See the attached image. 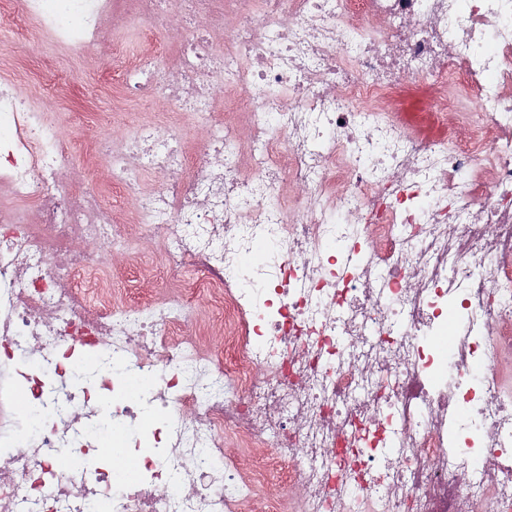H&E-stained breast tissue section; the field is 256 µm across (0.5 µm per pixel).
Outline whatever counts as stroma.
Segmentation results:
<instances>
[{
  "label": "stroma",
  "instance_id": "obj_1",
  "mask_svg": "<svg viewBox=\"0 0 512 512\" xmlns=\"http://www.w3.org/2000/svg\"><path fill=\"white\" fill-rule=\"evenodd\" d=\"M103 24L119 39L121 54L92 52L77 57L55 45L31 20L0 27V53L5 51L12 56L9 63L0 66V81L15 83L20 94L28 96L33 105L62 123L67 151L74 164L72 177L78 184H103L109 179V169L104 163L88 161L90 143L100 130L130 132L144 123L174 124L188 120L187 115L171 111L163 99L117 102L97 90L99 75H119L132 59L142 55L151 58L157 71L167 73L176 63L167 35L182 26L179 9L167 5L164 24L155 26L150 35L129 27L125 17L118 15L105 17ZM47 60L53 63L59 77L69 78L67 92L58 95L43 87L42 65ZM157 263L158 252L151 248L119 257L113 288L131 303L142 296L166 297L165 278Z\"/></svg>",
  "mask_w": 512,
  "mask_h": 512
}]
</instances>
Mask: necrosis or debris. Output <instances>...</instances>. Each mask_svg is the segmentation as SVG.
Masks as SVG:
<instances>
[{
	"label": "necrosis or debris",
	"instance_id": "1",
	"mask_svg": "<svg viewBox=\"0 0 512 512\" xmlns=\"http://www.w3.org/2000/svg\"><path fill=\"white\" fill-rule=\"evenodd\" d=\"M182 2L198 23L173 80L135 61L111 92L162 97L204 136L191 152L182 124L95 138L135 238L99 186L63 180L59 126L0 83V186L40 216L0 221V503L512 512V0ZM113 7L0 0V24L114 53ZM418 85L414 124L400 101ZM144 243L170 294L132 306L110 257ZM228 430L283 449L286 493L261 494Z\"/></svg>",
	"mask_w": 512,
	"mask_h": 512
}]
</instances>
